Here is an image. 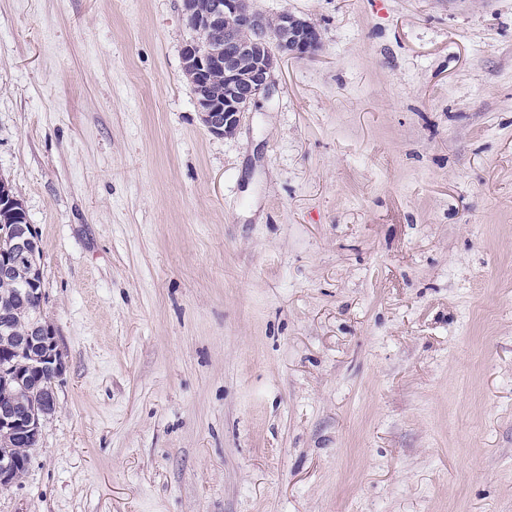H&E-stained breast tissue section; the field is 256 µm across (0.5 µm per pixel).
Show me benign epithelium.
<instances>
[{"instance_id": "benign-epithelium-1", "label": "benign epithelium", "mask_w": 512, "mask_h": 512, "mask_svg": "<svg viewBox=\"0 0 512 512\" xmlns=\"http://www.w3.org/2000/svg\"><path fill=\"white\" fill-rule=\"evenodd\" d=\"M186 22L202 37L224 35V58L207 52L194 53L185 46L183 65L189 67L196 82L191 90L201 119L208 131L220 137L233 135L246 113L262 98L275 91L274 71L283 56L309 57L323 45L322 34L309 19L283 12L274 16L255 8L253 0H215L203 8L197 0H182ZM224 81V99L211 98L209 87L214 77ZM36 232L30 224H20L12 234L8 249L0 252V282L12 281L20 268L26 269L21 283L22 298L36 314L28 335L1 355L14 358L0 368V389L7 391L19 381L25 369L49 383L38 414L18 415L15 404L0 406V436L12 440L28 439L37 444L43 417L54 405V383L63 371V360L52 327L43 320L39 263H31L37 254Z\"/></svg>"}]
</instances>
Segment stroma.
Masks as SVG:
<instances>
[{"mask_svg": "<svg viewBox=\"0 0 512 512\" xmlns=\"http://www.w3.org/2000/svg\"><path fill=\"white\" fill-rule=\"evenodd\" d=\"M320 28L233 136L181 0H0V177L64 370L0 512H512V0Z\"/></svg>", "mask_w": 512, "mask_h": 512, "instance_id": "obj_1", "label": "stroma"}]
</instances>
